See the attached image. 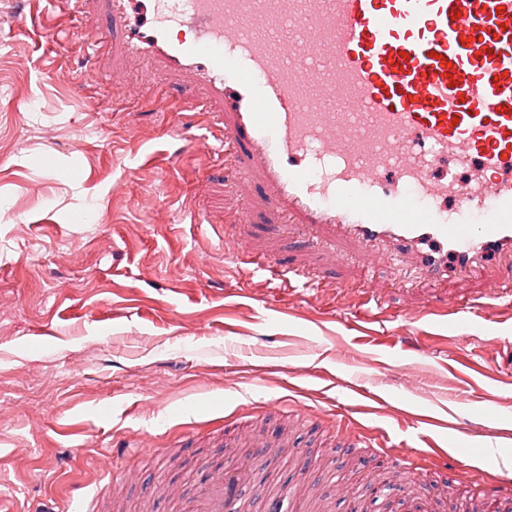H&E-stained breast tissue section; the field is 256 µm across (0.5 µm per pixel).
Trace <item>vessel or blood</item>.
Listing matches in <instances>:
<instances>
[{
	"label": "vessel or blood",
	"instance_id": "b4317fda",
	"mask_svg": "<svg viewBox=\"0 0 512 512\" xmlns=\"http://www.w3.org/2000/svg\"><path fill=\"white\" fill-rule=\"evenodd\" d=\"M131 54L188 71V112L218 110L239 177L258 171L279 231L338 228L364 247L415 252L420 269L467 274L512 251V0H104ZM479 165L467 187L432 179L440 159ZM454 197L456 206L436 203ZM444 309L405 314L422 352ZM434 441L402 469L433 461ZM257 462L204 469L182 512H249ZM479 484L512 499L487 457Z\"/></svg>",
	"mask_w": 512,
	"mask_h": 512
}]
</instances>
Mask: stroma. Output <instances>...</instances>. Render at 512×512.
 Wrapping results in <instances>:
<instances>
[{
	"label": "stroma",
	"instance_id": "1",
	"mask_svg": "<svg viewBox=\"0 0 512 512\" xmlns=\"http://www.w3.org/2000/svg\"><path fill=\"white\" fill-rule=\"evenodd\" d=\"M101 0H57L50 31L0 33V512H176L202 463L228 468L267 449L247 484L323 493L330 512H512L451 481L456 453L400 475L394 453L442 417L478 453L512 456V312L476 309L512 265L488 257L469 275L418 276L409 258L369 257L337 240L335 257L297 229L277 234L259 177L224 174L205 117L178 110L190 73L137 55L91 52L66 24H106ZM88 203L98 217L75 220ZM272 257L304 283L276 289L254 263ZM283 301H270L272 291ZM431 305L466 306L440 351L361 336L352 320ZM375 400L365 403L364 393ZM107 413H100V406ZM349 417L372 428L352 450ZM149 435V447L136 445ZM164 483L172 497H148Z\"/></svg>",
	"mask_w": 512,
	"mask_h": 512
}]
</instances>
